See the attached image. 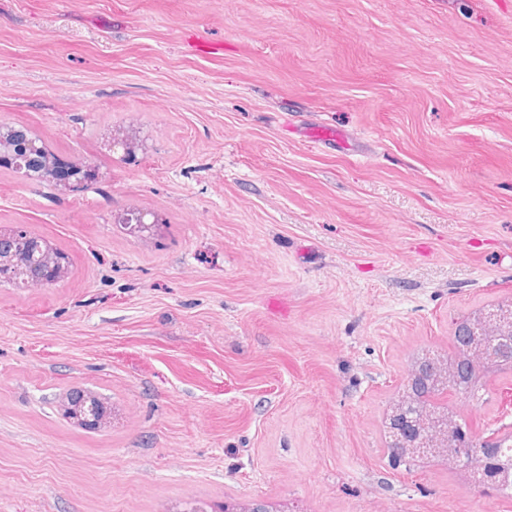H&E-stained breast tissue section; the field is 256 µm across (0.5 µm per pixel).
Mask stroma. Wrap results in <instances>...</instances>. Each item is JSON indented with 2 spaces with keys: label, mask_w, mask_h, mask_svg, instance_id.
Masks as SVG:
<instances>
[{
  "label": "stroma",
  "mask_w": 512,
  "mask_h": 512,
  "mask_svg": "<svg viewBox=\"0 0 512 512\" xmlns=\"http://www.w3.org/2000/svg\"><path fill=\"white\" fill-rule=\"evenodd\" d=\"M3 125L97 177L0 168L69 261L0 285V512H512L383 429L512 301V0H0ZM447 401L512 436V373Z\"/></svg>",
  "instance_id": "1"
}]
</instances>
